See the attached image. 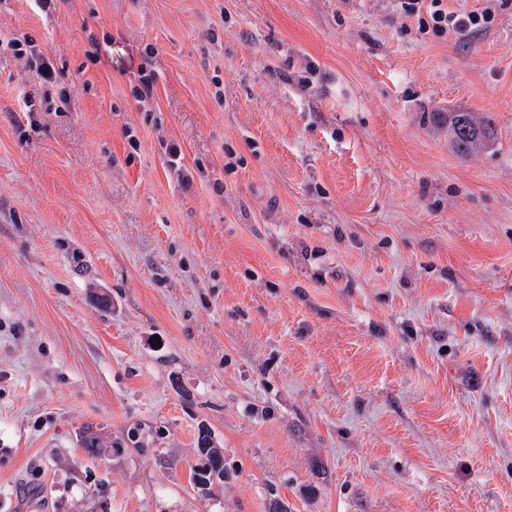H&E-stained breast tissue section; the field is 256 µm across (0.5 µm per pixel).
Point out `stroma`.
<instances>
[{
	"instance_id": "1",
	"label": "stroma",
	"mask_w": 512,
	"mask_h": 512,
	"mask_svg": "<svg viewBox=\"0 0 512 512\" xmlns=\"http://www.w3.org/2000/svg\"><path fill=\"white\" fill-rule=\"evenodd\" d=\"M493 8L461 39L398 0H0V512H512ZM451 108L491 113L477 156ZM435 126H448V141L461 157L478 154L493 135L490 116L479 117L474 112L431 113ZM207 438L204 436L201 438L199 443L198 451L201 456H206L209 458L210 465V473H197L193 475V470L191 471V482L195 487H199L204 491H211L213 486L216 484L217 487L224 482V463L223 457L219 448L210 447L209 442L206 441ZM219 462V464H217Z\"/></svg>"
}]
</instances>
